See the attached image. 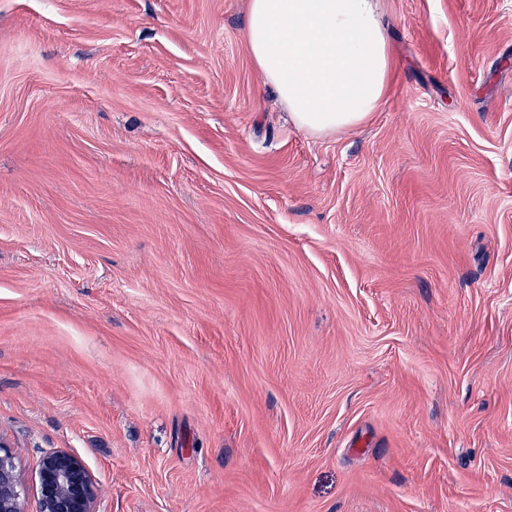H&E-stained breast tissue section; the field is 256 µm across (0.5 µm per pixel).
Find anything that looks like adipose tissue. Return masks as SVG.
Instances as JSON below:
<instances>
[{
    "label": "adipose tissue",
    "instance_id": "obj_1",
    "mask_svg": "<svg viewBox=\"0 0 512 512\" xmlns=\"http://www.w3.org/2000/svg\"><path fill=\"white\" fill-rule=\"evenodd\" d=\"M250 55L308 133L330 135L379 109L391 63L380 0H250Z\"/></svg>",
    "mask_w": 512,
    "mask_h": 512
}]
</instances>
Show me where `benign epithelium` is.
I'll use <instances>...</instances> for the list:
<instances>
[{
  "label": "benign epithelium",
  "instance_id": "benign-epithelium-1",
  "mask_svg": "<svg viewBox=\"0 0 512 512\" xmlns=\"http://www.w3.org/2000/svg\"><path fill=\"white\" fill-rule=\"evenodd\" d=\"M38 512H97V488L85 461L65 448L41 452L37 468ZM25 490L15 456L0 438V512H25Z\"/></svg>",
  "mask_w": 512,
  "mask_h": 512
}]
</instances>
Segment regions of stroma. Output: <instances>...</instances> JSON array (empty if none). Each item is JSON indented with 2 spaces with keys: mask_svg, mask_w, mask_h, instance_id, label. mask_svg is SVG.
I'll use <instances>...</instances> for the list:
<instances>
[{
  "mask_svg": "<svg viewBox=\"0 0 512 512\" xmlns=\"http://www.w3.org/2000/svg\"><path fill=\"white\" fill-rule=\"evenodd\" d=\"M249 0H0V438L98 512H512V0H384L293 126ZM38 512H97V488L85 461L65 448L43 450L37 468Z\"/></svg>",
  "mask_w": 512,
  "mask_h": 512,
  "instance_id": "35a3bbf8",
  "label": "stroma"
}]
</instances>
